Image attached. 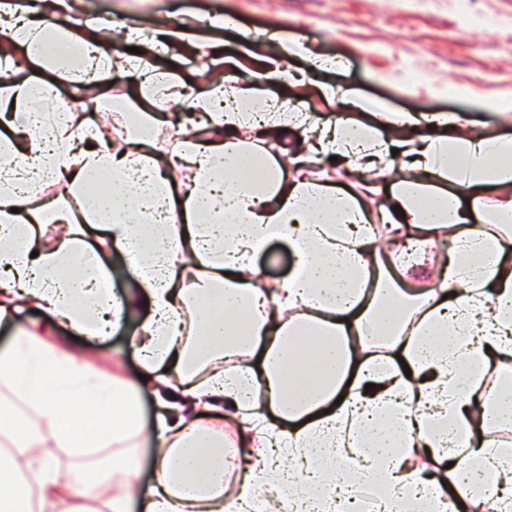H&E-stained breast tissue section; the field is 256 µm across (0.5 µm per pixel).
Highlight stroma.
<instances>
[{"mask_svg": "<svg viewBox=\"0 0 512 512\" xmlns=\"http://www.w3.org/2000/svg\"><path fill=\"white\" fill-rule=\"evenodd\" d=\"M75 15L118 21L139 39L157 41L162 31L182 29L191 41L152 56L160 70L188 81L194 94L208 92L225 59L240 79L279 63L277 78L264 81L271 98L291 102L311 120L334 112L325 90L344 86L360 98L416 114L458 112L512 135V47L488 34L512 33V0H73ZM255 38L252 54L240 51L244 35ZM295 38L308 47L288 57ZM334 183L369 210H376L391 177L360 179L322 160ZM144 315L131 310L111 339L91 348L128 371L138 366L130 338ZM137 451L151 468L149 447L123 441L87 456L62 455L64 467L86 477L115 454Z\"/></svg>", "mask_w": 512, "mask_h": 512, "instance_id": "obj_1", "label": "stroma"}]
</instances>
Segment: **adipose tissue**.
<instances>
[{
  "label": "adipose tissue",
  "instance_id": "obj_1",
  "mask_svg": "<svg viewBox=\"0 0 512 512\" xmlns=\"http://www.w3.org/2000/svg\"><path fill=\"white\" fill-rule=\"evenodd\" d=\"M43 4L27 20L0 0V70L19 49L45 73L0 84V321L22 300L102 342L130 305L147 315L131 339L136 374L101 368L69 336L31 325L0 348V384L37 423L20 438V457L0 454V512L71 496L78 480L61 477L59 449L90 455L139 437L154 443L148 490L138 487L137 456H112L98 481L112 493L108 512H276L286 491L297 512H330L316 487L361 486L378 474L389 493L372 512H412L411 491L435 512L448 498L455 512H512V445L491 435L511 418L502 392L512 385V137L454 112L436 118L444 133L428 134L423 117L361 98L354 105L366 119L318 126L256 89L218 84L194 102L197 135L159 160L147 152L149 127L116 147L83 113L41 111L65 76L127 114L97 83L112 54L96 32L61 23L69 0ZM49 38L76 51L75 71L44 56ZM154 49L143 43L133 68L144 75L143 97L162 111L183 102L184 84L150 65ZM380 117L395 126L393 143L380 139ZM240 152L257 157L262 179L222 178L221 166ZM280 154L431 180L391 182L372 213L326 179H285ZM176 169L191 174L179 194ZM101 170L112 185L90 208L41 203L55 175L67 173L81 197ZM487 191L499 196L490 213ZM378 218L397 233L390 249L376 244ZM49 223L59 231L46 244ZM84 224L99 245L78 237ZM274 241L288 245L295 264L270 284L258 256ZM412 249L436 263L434 286L390 287V268L419 277L405 259ZM113 259L135 282L123 299L99 288ZM145 383L158 407L152 419L138 395ZM75 407L94 417V430H69ZM233 436L249 467L228 487L224 449ZM481 473L499 483L484 499Z\"/></svg>",
  "mask_w": 512,
  "mask_h": 512
}]
</instances>
